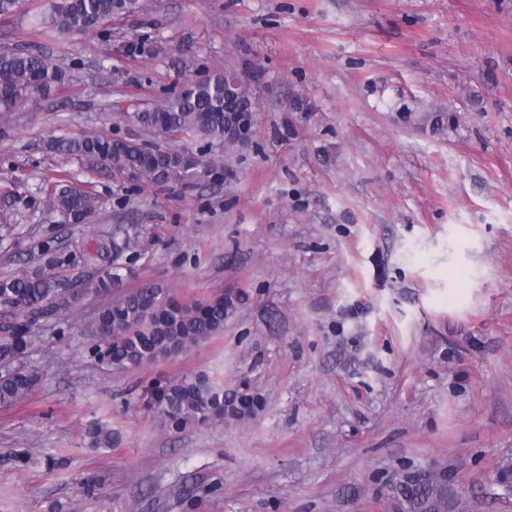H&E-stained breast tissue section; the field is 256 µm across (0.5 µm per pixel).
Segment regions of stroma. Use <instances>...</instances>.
I'll use <instances>...</instances> for the list:
<instances>
[{"mask_svg":"<svg viewBox=\"0 0 512 512\" xmlns=\"http://www.w3.org/2000/svg\"><path fill=\"white\" fill-rule=\"evenodd\" d=\"M104 31L43 41L66 76L0 117V276L41 241L136 237L126 288L243 299L211 339L130 372L71 330L33 329L40 384L0 407V512H393L396 480L448 466L468 512H512V0H144ZM232 67L254 134L216 185L141 186L50 153L112 113ZM440 112L442 131L417 120ZM100 208L69 224L59 173ZM208 373L254 412L168 430L156 377ZM107 422L111 447H90ZM66 464L48 471L49 457Z\"/></svg>","mask_w":512,"mask_h":512,"instance_id":"1","label":"stroma"}]
</instances>
